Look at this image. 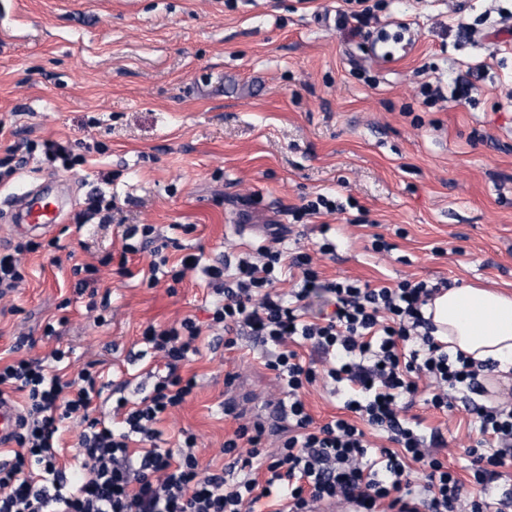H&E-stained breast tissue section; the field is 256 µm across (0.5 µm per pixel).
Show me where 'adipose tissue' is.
<instances>
[{
    "mask_svg": "<svg viewBox=\"0 0 512 512\" xmlns=\"http://www.w3.org/2000/svg\"><path fill=\"white\" fill-rule=\"evenodd\" d=\"M438 336L451 349L493 360L512 374V297L485 288H451L433 302Z\"/></svg>",
    "mask_w": 512,
    "mask_h": 512,
    "instance_id": "adipose-tissue-1",
    "label": "adipose tissue"
}]
</instances>
